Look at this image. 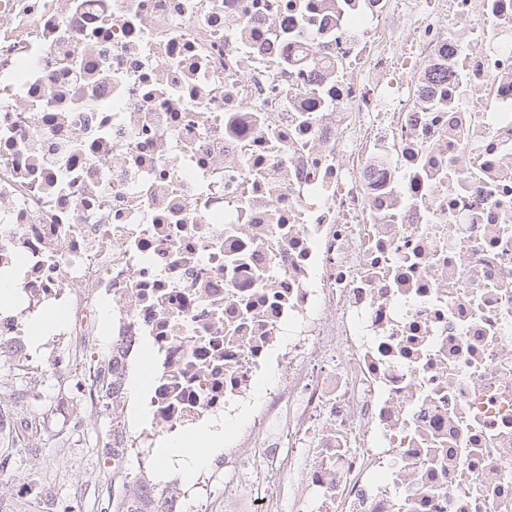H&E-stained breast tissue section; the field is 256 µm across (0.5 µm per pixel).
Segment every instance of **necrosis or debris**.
<instances>
[{"instance_id":"necrosis-or-debris-1","label":"necrosis or debris","mask_w":512,"mask_h":512,"mask_svg":"<svg viewBox=\"0 0 512 512\" xmlns=\"http://www.w3.org/2000/svg\"><path fill=\"white\" fill-rule=\"evenodd\" d=\"M0 284L169 512H512V0H0ZM157 450L158 456L161 457L163 460H169L172 458H180L187 460L184 461L185 465L183 466L182 469V479L188 482L193 480L200 459L192 452V448H184L179 443H176L175 445H163L162 448H158Z\"/></svg>"}]
</instances>
